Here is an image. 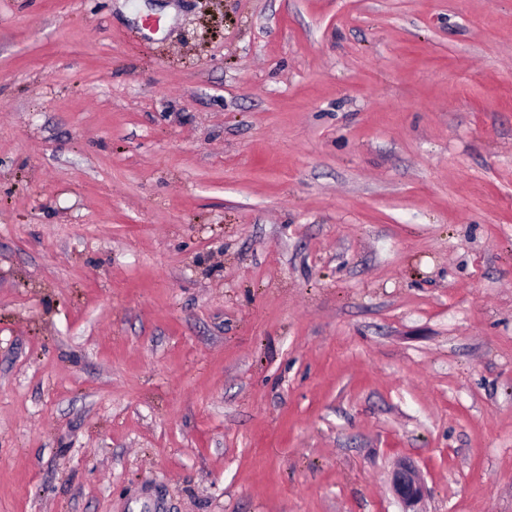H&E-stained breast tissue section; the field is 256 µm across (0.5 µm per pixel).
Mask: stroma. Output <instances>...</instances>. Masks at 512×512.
Returning <instances> with one entry per match:
<instances>
[{
  "mask_svg": "<svg viewBox=\"0 0 512 512\" xmlns=\"http://www.w3.org/2000/svg\"><path fill=\"white\" fill-rule=\"evenodd\" d=\"M512 512V0H0V512ZM391 487L403 512H419L418 505L426 494L420 471L409 463L400 465L392 474Z\"/></svg>",
  "mask_w": 512,
  "mask_h": 512,
  "instance_id": "35a3bbf8",
  "label": "stroma"
}]
</instances>
